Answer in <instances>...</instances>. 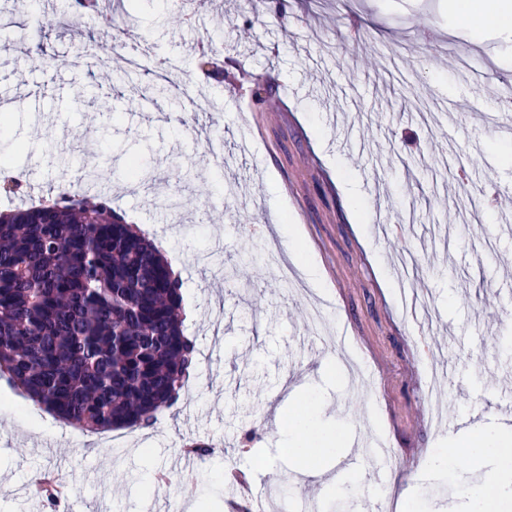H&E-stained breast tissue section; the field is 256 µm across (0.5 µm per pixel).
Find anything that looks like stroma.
Segmentation results:
<instances>
[{"label": "stroma", "instance_id": "35a3bbf8", "mask_svg": "<svg viewBox=\"0 0 512 512\" xmlns=\"http://www.w3.org/2000/svg\"><path fill=\"white\" fill-rule=\"evenodd\" d=\"M111 16L81 30L53 27L33 38L21 22L6 40L0 101H16L14 133L27 144L16 172L29 188L79 182L82 165L102 170L112 206L147 232L184 282L186 327L199 353H212L193 397L160 413L153 429H115L75 443L46 411H24L22 391L0 379V512H51L28 489L30 473L58 465L43 446L67 455L64 481L110 512H231L228 464L271 491L277 512H311L312 486L278 434L277 418L305 405L306 385L331 405L325 421L349 439L385 443L391 457L344 455L333 472L344 492L320 512H378L401 492L418 512H465L464 482L480 470L455 451L451 477L422 468L430 448H453L461 434L501 423L512 405V198L484 205L482 191L512 186V139L477 124L473 112L500 109L512 80V32L481 34L448 17V0H287L288 19L269 0H209L187 27L172 0H120ZM142 49L178 64L199 112L180 104L146 107L151 80L115 65L126 31ZM208 36L223 44L219 73L197 67ZM453 42L467 66L451 68ZM52 62L34 64L36 44ZM276 80L280 109L259 110L254 90ZM333 86L328 100L304 81ZM221 134L223 177L199 141ZM248 151H240L241 136ZM358 183L364 215L340 192L326 155ZM145 171L140 191L124 170ZM301 238L324 285L298 280L281 290L265 260L289 263ZM245 275H237V268ZM320 302L327 333L307 327ZM439 379L444 416L424 395ZM215 453L178 470L184 444Z\"/></svg>", "mask_w": 512, "mask_h": 512}]
</instances>
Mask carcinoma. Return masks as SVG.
Returning a JSON list of instances; mask_svg holds the SVG:
<instances>
[{
    "mask_svg": "<svg viewBox=\"0 0 512 512\" xmlns=\"http://www.w3.org/2000/svg\"><path fill=\"white\" fill-rule=\"evenodd\" d=\"M183 287L105 196L0 213V376L84 433L151 429L197 366Z\"/></svg>",
    "mask_w": 512,
    "mask_h": 512,
    "instance_id": "1",
    "label": "carcinoma"
}]
</instances>
